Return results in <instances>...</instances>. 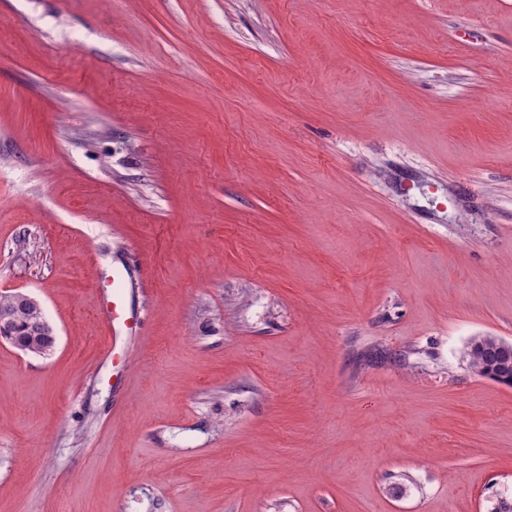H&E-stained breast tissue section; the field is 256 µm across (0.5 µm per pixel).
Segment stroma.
<instances>
[{
	"instance_id": "35a3bbf8",
	"label": "stroma",
	"mask_w": 512,
	"mask_h": 512,
	"mask_svg": "<svg viewBox=\"0 0 512 512\" xmlns=\"http://www.w3.org/2000/svg\"><path fill=\"white\" fill-rule=\"evenodd\" d=\"M15 292L0 512L512 501V0H0ZM127 287L125 280L121 276L112 277V305L108 308L109 317H112V324L114 322L123 321L129 330L133 326H128L126 318V311L124 306V294ZM42 314V328L46 330V336H43L39 331L36 323H35V315L31 310L20 307L18 309V315L16 318L15 327H18L25 333V336H43L49 346L50 350H53L56 346L57 336L54 328L49 323V321L45 318L43 311ZM12 325V318L10 316V313L1 309L0 311V332L1 335H4V333H8L10 336H4V339H6L14 348L22 351L23 353L26 352L27 354H33V355H45L48 352H45L43 350V343L39 341L37 338L33 339V345H31L27 351V344L28 340L27 338H20V336H15L13 331L11 330ZM475 341H479L480 345L473 346ZM504 340L494 336H482L474 338L467 348V355L470 360L471 368L480 376H488L486 369L499 360V346Z\"/></svg>"
}]
</instances>
